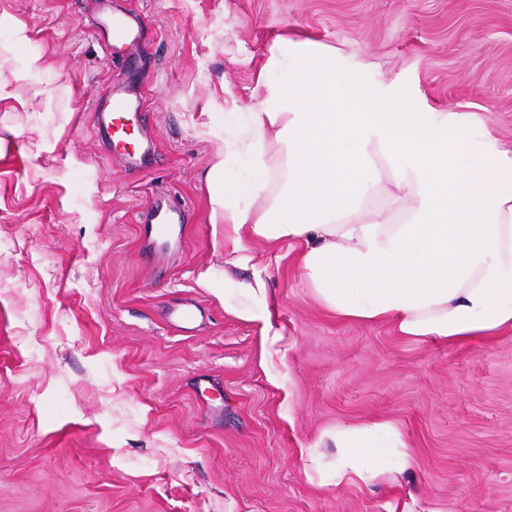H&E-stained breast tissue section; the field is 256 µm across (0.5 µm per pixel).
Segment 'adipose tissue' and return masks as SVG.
I'll return each mask as SVG.
<instances>
[{
    "instance_id": "obj_1",
    "label": "adipose tissue",
    "mask_w": 512,
    "mask_h": 512,
    "mask_svg": "<svg viewBox=\"0 0 512 512\" xmlns=\"http://www.w3.org/2000/svg\"><path fill=\"white\" fill-rule=\"evenodd\" d=\"M267 64L292 69L293 89L264 84L247 111L225 114L206 175L212 224L241 239L231 265L250 262L245 240L287 241L337 319L444 345L512 330V150L475 137L465 113L423 111L340 69L315 41L276 38ZM224 306L259 324L268 359L281 331L264 282L225 279ZM326 435L335 455L301 449L307 469L330 470L339 489L385 480L390 512H425L403 485L411 456L391 424Z\"/></svg>"
}]
</instances>
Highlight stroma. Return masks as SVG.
<instances>
[{
    "mask_svg": "<svg viewBox=\"0 0 512 512\" xmlns=\"http://www.w3.org/2000/svg\"><path fill=\"white\" fill-rule=\"evenodd\" d=\"M112 11L141 25L143 170L93 127L126 78L98 33ZM287 29L512 148V0H0V512H388L385 483L338 490L300 459L373 420L408 440L422 506L512 512V332L448 347L337 320L285 242L226 264L205 174ZM172 207L182 238L150 260L146 216ZM205 271L266 281L287 359L259 368L258 325ZM186 301L203 311L190 333L167 319Z\"/></svg>",
    "mask_w": 512,
    "mask_h": 512,
    "instance_id": "1",
    "label": "stroma"
}]
</instances>
